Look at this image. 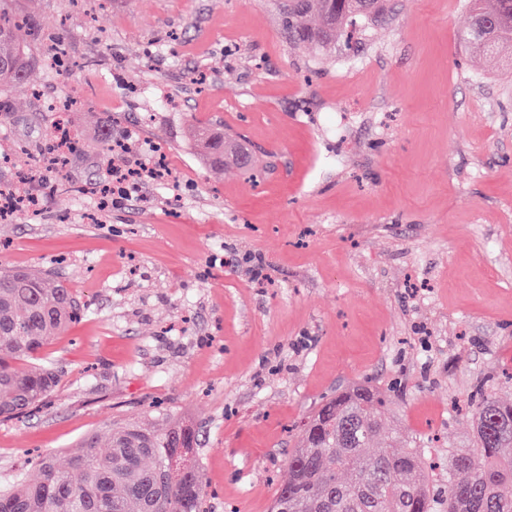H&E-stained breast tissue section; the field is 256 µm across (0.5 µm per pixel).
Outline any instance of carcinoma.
<instances>
[{
    "label": "carcinoma",
    "instance_id": "carcinoma-1",
    "mask_svg": "<svg viewBox=\"0 0 512 512\" xmlns=\"http://www.w3.org/2000/svg\"><path fill=\"white\" fill-rule=\"evenodd\" d=\"M466 46L512 60V0H468ZM291 43L325 55L347 28L380 15L362 0H288L276 3ZM15 18L0 12V90L23 79L30 59L14 40ZM206 163L221 169L239 145L221 128L192 131ZM83 316L72 290L51 273L0 274V416L13 417L47 399L58 383L39 366L19 362L40 351ZM383 394L356 385L329 399L295 425L297 446L288 454V480L271 512H512V402L487 391L472 401L470 448L448 449L447 463L432 460L429 439L395 431L376 445L386 418ZM191 426L174 414L144 415L112 428L108 448L85 436L65 464L39 456L38 476L0 491V512H207L204 476L194 447L190 465L175 456L174 441Z\"/></svg>",
    "mask_w": 512,
    "mask_h": 512
}]
</instances>
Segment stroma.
I'll use <instances>...</instances> for the list:
<instances>
[{
	"instance_id": "stroma-1",
	"label": "stroma",
	"mask_w": 512,
	"mask_h": 512,
	"mask_svg": "<svg viewBox=\"0 0 512 512\" xmlns=\"http://www.w3.org/2000/svg\"><path fill=\"white\" fill-rule=\"evenodd\" d=\"M0 11L32 57L0 91V188L38 199L0 221V269L51 272L85 308L39 354L52 395L0 418V489L158 402L197 431L209 512H269L291 426L338 388H379L388 428L440 458L469 445L480 386L512 397V69L466 51L467 0H388L328 55L287 42L272 0ZM193 125L253 170L206 166ZM146 155L171 180L103 202Z\"/></svg>"
}]
</instances>
